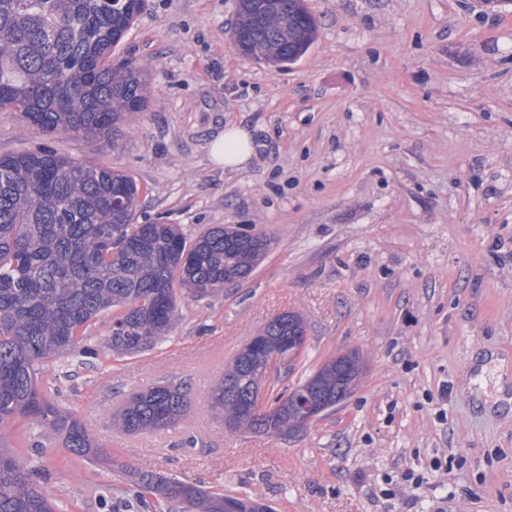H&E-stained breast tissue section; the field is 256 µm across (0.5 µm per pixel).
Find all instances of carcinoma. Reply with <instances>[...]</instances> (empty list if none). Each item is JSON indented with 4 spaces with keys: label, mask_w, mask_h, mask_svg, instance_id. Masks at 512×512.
<instances>
[{
    "label": "carcinoma",
    "mask_w": 512,
    "mask_h": 512,
    "mask_svg": "<svg viewBox=\"0 0 512 512\" xmlns=\"http://www.w3.org/2000/svg\"><path fill=\"white\" fill-rule=\"evenodd\" d=\"M143 0H0V112H17L47 135L77 134L98 149L119 147L124 127L146 110L145 70L112 65V48ZM233 40L252 59L291 64L317 27L306 0H236ZM135 179L52 150L0 155V426L23 419L56 435L72 455L95 457L82 422L53 403L57 382L38 385L51 359L99 358L87 329L112 314L105 351L130 358L166 340L189 298L203 299L242 281L269 243L231 226L192 241L175 224H140ZM307 334L302 316L266 322L208 391L231 432L295 438L304 403L349 398L364 365L342 353L259 410L270 380L264 356L289 352ZM188 382H159L137 392L115 417L129 434L169 430L187 412ZM41 469L0 450V512H56ZM136 496L178 504L176 512H271L247 494L215 492L187 480L140 472Z\"/></svg>",
    "instance_id": "obj_1"
}]
</instances>
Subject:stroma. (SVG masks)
Listing matches in <instances>:
<instances>
[{
	"instance_id": "obj_1",
	"label": "stroma",
	"mask_w": 512,
	"mask_h": 512,
	"mask_svg": "<svg viewBox=\"0 0 512 512\" xmlns=\"http://www.w3.org/2000/svg\"><path fill=\"white\" fill-rule=\"evenodd\" d=\"M307 6L314 43L275 66L235 49L234 0H145L112 61L146 67L154 93L119 152L0 113V155L46 148L129 174L140 223L271 239L249 278L186 302L166 341L65 383L59 405L107 463L25 421L0 427L10 452L42 441L33 462L57 512H140L135 470L273 512H512V12L479 0ZM230 122L255 142L238 172L208 158ZM286 311L304 318L307 343L265 401L344 351L367 371L298 438L230 432L207 392ZM165 379L192 388L178 428L113 426L132 394Z\"/></svg>"
}]
</instances>
